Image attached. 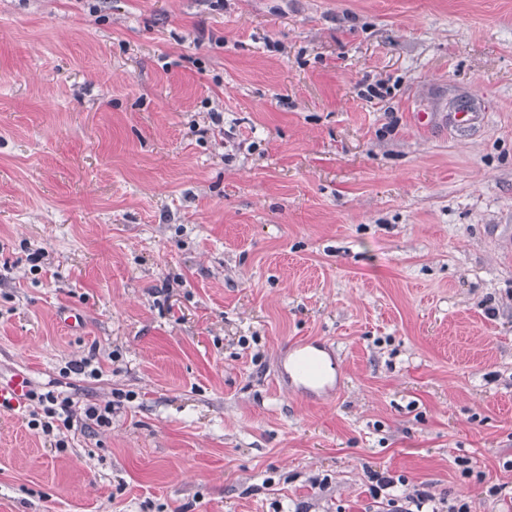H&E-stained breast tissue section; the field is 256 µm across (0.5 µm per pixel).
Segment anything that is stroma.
<instances>
[{"label": "stroma", "instance_id": "obj_1", "mask_svg": "<svg viewBox=\"0 0 512 512\" xmlns=\"http://www.w3.org/2000/svg\"><path fill=\"white\" fill-rule=\"evenodd\" d=\"M304 338L334 398L279 381ZM19 373L112 424L0 410V512H512V0H0Z\"/></svg>", "mask_w": 512, "mask_h": 512}]
</instances>
